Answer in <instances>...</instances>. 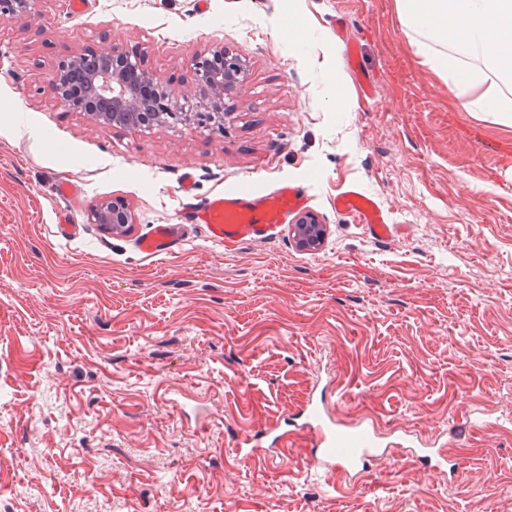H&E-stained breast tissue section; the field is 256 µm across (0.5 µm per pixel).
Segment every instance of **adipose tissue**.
<instances>
[{
    "label": "adipose tissue",
    "instance_id": "ef3b65f1",
    "mask_svg": "<svg viewBox=\"0 0 512 512\" xmlns=\"http://www.w3.org/2000/svg\"><path fill=\"white\" fill-rule=\"evenodd\" d=\"M421 65L466 111L512 126V0H395Z\"/></svg>",
    "mask_w": 512,
    "mask_h": 512
}]
</instances>
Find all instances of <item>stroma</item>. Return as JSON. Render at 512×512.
Masks as SVG:
<instances>
[{
	"label": "stroma",
	"mask_w": 512,
	"mask_h": 512,
	"mask_svg": "<svg viewBox=\"0 0 512 512\" xmlns=\"http://www.w3.org/2000/svg\"><path fill=\"white\" fill-rule=\"evenodd\" d=\"M39 10L0 18V512H512V127L421 66L394 0ZM218 44L248 69L220 130L108 126L47 88L72 56L115 47L180 95ZM187 171L200 197L306 180L323 246L298 250L284 223L227 251L189 225L179 253H142L153 225L178 223ZM60 180L81 189L68 238ZM348 187L381 204L390 239L336 210ZM103 201L133 211L126 233L92 223ZM317 387L342 434L370 419L394 448L442 442L458 479L408 455L357 482L317 475L303 434L234 456ZM268 434H246L239 438L234 444V453L237 457L245 460H255L265 458V444L264 440Z\"/></svg>",
	"instance_id": "35a3bbf8"
}]
</instances>
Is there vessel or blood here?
<instances>
[{
  "instance_id": "vessel-or-blood-1",
  "label": "vessel or blood",
  "mask_w": 512,
  "mask_h": 512,
  "mask_svg": "<svg viewBox=\"0 0 512 512\" xmlns=\"http://www.w3.org/2000/svg\"><path fill=\"white\" fill-rule=\"evenodd\" d=\"M193 173L181 177L182 208L180 223L158 224L139 242L140 250L150 256H167L178 251L182 227L186 224L205 226L209 241L227 248L244 241L266 238L273 228L288 216L304 211L311 201L308 186L300 181H284L270 191L257 193L245 190L224 191L200 199L194 193ZM334 204L338 211L353 215L365 224L377 239L392 235L394 226L383 207L372 197L349 188L339 193ZM323 399L310 397L302 406L297 419L313 438L309 458L318 469H338L347 473L368 472L383 458L377 426L368 423L358 430L353 440L340 442L332 421L322 411ZM265 436L247 434L234 444L237 457L255 460L265 455Z\"/></svg>"
}]
</instances>
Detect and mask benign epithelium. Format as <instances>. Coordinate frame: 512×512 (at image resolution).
Segmentation results:
<instances>
[{"instance_id": "obj_1", "label": "benign epithelium", "mask_w": 512, "mask_h": 512, "mask_svg": "<svg viewBox=\"0 0 512 512\" xmlns=\"http://www.w3.org/2000/svg\"><path fill=\"white\" fill-rule=\"evenodd\" d=\"M41 0H0V15L13 16L39 14ZM211 58L222 60L223 68L211 67L210 58L199 62L200 83L196 94L205 111L196 114L183 106L164 86H157L156 101L142 99L137 91L136 78L153 81L146 72L140 70L137 60L131 56L112 50L111 67L106 73L98 72L90 63V58L80 55L61 64L49 78V88L56 98H61V88L66 85L68 76H77L82 71L81 80L88 88L84 102L88 106H77L79 110L100 113L106 123L132 125L145 128V121L154 117L160 122L167 118L174 123H186L197 119L201 124L220 127L224 125V96L233 92L245 77L243 63L229 54L224 47L216 45L210 49ZM91 221L109 230L114 224L127 226L134 223V214L126 205H117L110 201L96 205L91 211ZM290 234L301 250H315L324 241L327 227L314 213L298 216L290 227Z\"/></svg>"}]
</instances>
